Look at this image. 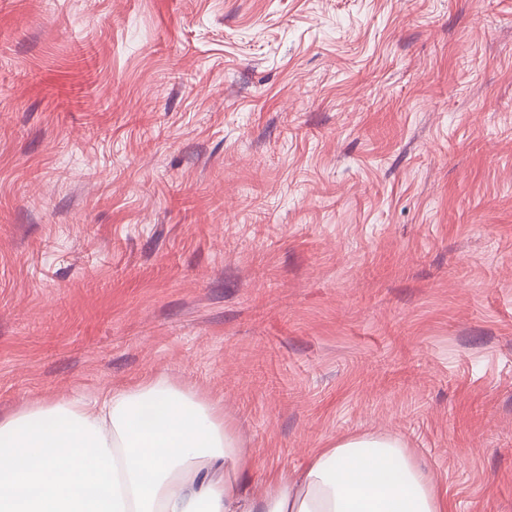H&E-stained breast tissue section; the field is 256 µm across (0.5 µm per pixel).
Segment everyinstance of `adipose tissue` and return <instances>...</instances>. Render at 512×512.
<instances>
[{
	"label": "adipose tissue",
	"instance_id": "adipose-tissue-1",
	"mask_svg": "<svg viewBox=\"0 0 512 512\" xmlns=\"http://www.w3.org/2000/svg\"><path fill=\"white\" fill-rule=\"evenodd\" d=\"M0 512H448V494L392 435L257 467L217 402L157 378L0 418Z\"/></svg>",
	"mask_w": 512,
	"mask_h": 512
}]
</instances>
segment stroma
<instances>
[{
  "label": "stroma",
  "mask_w": 512,
  "mask_h": 512,
  "mask_svg": "<svg viewBox=\"0 0 512 512\" xmlns=\"http://www.w3.org/2000/svg\"><path fill=\"white\" fill-rule=\"evenodd\" d=\"M156 376L512 512V0H0V415Z\"/></svg>",
  "instance_id": "obj_1"
}]
</instances>
